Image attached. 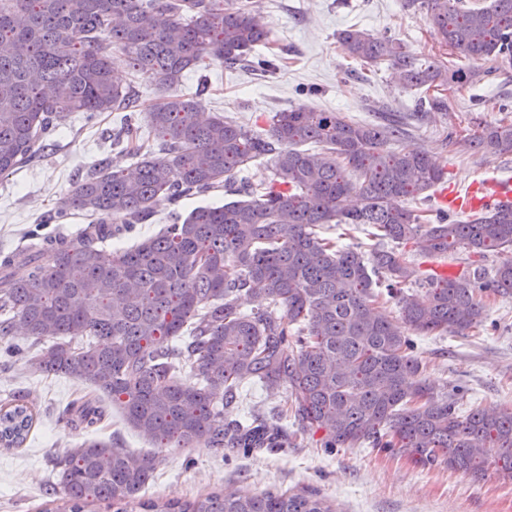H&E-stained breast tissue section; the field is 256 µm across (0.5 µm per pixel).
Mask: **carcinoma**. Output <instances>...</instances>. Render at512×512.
Segmentation results:
<instances>
[{"label":"carcinoma","mask_w":512,"mask_h":512,"mask_svg":"<svg viewBox=\"0 0 512 512\" xmlns=\"http://www.w3.org/2000/svg\"><path fill=\"white\" fill-rule=\"evenodd\" d=\"M435 37L487 67L450 69L421 61L395 38L358 29L339 36L344 53L386 62L406 88L463 89L512 57V0H422ZM268 24L231 0H0V178L44 150L45 134L73 112L92 120L119 112L112 144L130 163L91 164L55 203L90 224L73 237L29 234L32 243L0 254V341L5 354L43 374L92 389L68 405L72 429L86 433L119 407L125 424L158 448L196 445L246 454L288 443L292 419L321 433L332 453L367 443L425 468L512 479V410L461 415L437 393L415 354L416 336L465 334L486 318L485 297L512 296V257L493 274L476 267L457 278L428 277L421 259L463 248L512 252V206L461 221L442 208L408 203L445 177L422 151L396 152L401 121L372 125L303 106L274 113L266 133L222 115L199 119L207 83L177 91L184 73L209 59L276 69L255 52ZM166 95L140 140L137 97L114 82L111 56ZM440 97L418 103L434 122ZM314 144L316 149L303 145ZM466 151L512 152V122L450 140ZM269 158L271 179L238 175ZM219 188L238 196L202 206L125 249H109L112 225L135 230L164 198L176 203ZM374 229L377 242L340 247L325 226ZM27 275L15 278L14 268ZM417 286L423 294L411 291ZM254 309L245 312L240 299ZM395 301L398 318L382 311ZM286 387L290 406L270 418L230 419L246 384ZM36 420L25 395L0 404V447L20 448ZM498 448L495 458L486 454ZM164 457L85 439L56 458L55 499L42 512H336L312 491L226 490L194 500L146 499Z\"/></svg>","instance_id":"carcinoma-1"}]
</instances>
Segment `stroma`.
<instances>
[{
  "instance_id": "stroma-1",
  "label": "stroma",
  "mask_w": 512,
  "mask_h": 512,
  "mask_svg": "<svg viewBox=\"0 0 512 512\" xmlns=\"http://www.w3.org/2000/svg\"><path fill=\"white\" fill-rule=\"evenodd\" d=\"M262 13L269 23L277 67L270 72L232 70L213 63L190 73L184 92L207 82L202 114H221L250 132L267 129L274 112L305 105L342 112L359 122L378 113L415 111L420 90L402 88L388 64L375 66L348 57L338 34L356 28L372 37L392 36L410 53L445 66L464 60L437 42L427 8L405 9L404 0H238ZM512 108V63H501L470 91L448 96L447 116L411 123L395 148L427 152L448 174L451 191L479 187L490 178L512 177V155L489 157L443 146L448 134L475 133L503 119ZM113 113L88 125L73 113L45 137L46 149L29 166L0 178V251L27 245L32 229L74 235L89 219L78 212L56 221L53 208L78 175L106 158L127 165L112 144ZM218 190L191 195L178 204L158 201L152 217L134 232H117L112 247H130L170 223L172 214L188 215L200 206L222 205ZM418 355L426 377L441 393H454L460 411L479 406L512 409V298L491 300L481 326L465 336H420ZM88 388L62 374L35 372L0 353V398L26 394L41 413V423L21 449H0V512H34L48 498L54 480L53 454L77 440L62 411ZM164 461L148 484L151 498L191 499L227 487L244 494L306 488L336 505L338 512H512V482L491 475L481 481L437 465L421 468L403 455L366 448L324 452L318 435L289 439L281 448L243 454L234 448L164 450Z\"/></svg>"
}]
</instances>
